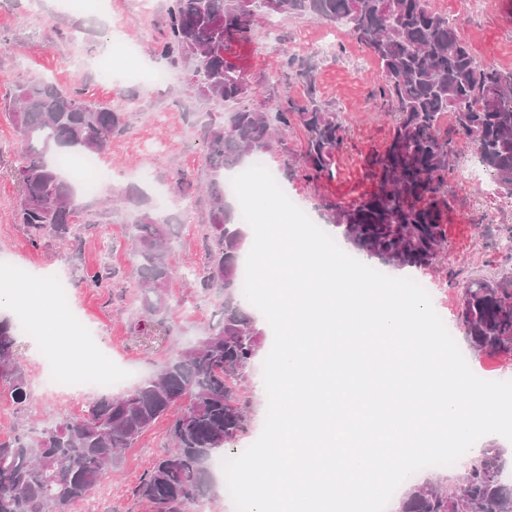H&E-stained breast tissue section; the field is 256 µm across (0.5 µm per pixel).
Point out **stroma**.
Returning <instances> with one entry per match:
<instances>
[{
    "label": "stroma",
    "mask_w": 512,
    "mask_h": 512,
    "mask_svg": "<svg viewBox=\"0 0 512 512\" xmlns=\"http://www.w3.org/2000/svg\"><path fill=\"white\" fill-rule=\"evenodd\" d=\"M432 6L456 20L476 59L486 65L512 67V0H482L471 13L466 0H431ZM165 12L137 10L135 0H106L83 8L66 0H0V273L10 267L28 269L26 284L15 286L0 313L12 314L22 295L40 291L47 282L63 277L69 282L72 306L95 330L97 355L113 365L132 367L139 379L157 374L161 364L181 349L195 344L214 324L224 303L219 292L201 293L193 272L203 261L204 205L185 209L182 200L188 182L200 181L206 142L196 124L206 104L194 102L181 64L161 58L155 46L164 29ZM85 33L81 44L71 40L72 29ZM135 47L139 76L125 74V63L110 55L114 30ZM233 62L254 90L249 107L273 111L285 97L317 101L336 113L344 128V144L331 175L308 180L283 166L282 156L266 161L278 175L285 194L293 197L310 219L327 225L325 207L346 205L377 192L379 178L368 165L383 154L392 127L388 106L377 94L380 69L365 47L344 28L308 18L257 21L249 41L234 48ZM111 63L121 83L98 86L95 64ZM315 69V87L307 89L297 70ZM153 69L169 72L163 86L149 83ZM46 77L59 86L78 89L85 99L110 104L129 115V125L115 135L99 163L112 174L91 194L80 197L77 227L80 242L44 237L32 244L27 229L15 221L19 187L17 133L8 114L15 85L29 77ZM452 164L443 174L442 193L448 201L443 213L447 249L437 263L407 268L408 278L426 280L433 304L445 308L448 327L478 375L490 372L512 380V356H488L472 350L460 319L458 290L474 278L512 275V196L488 193L465 173L474 157L470 141L452 135ZM148 210L171 218L177 238L170 262L177 270L170 293L173 309L163 324L148 322L136 312V260L129 247L128 214ZM109 267L112 278L92 287L89 275ZM66 406L37 396L28 409L0 402V427L15 431L41 427L65 418ZM167 421L158 422L124 454L119 471L106 474L89 495L99 512H150L132 498L131 488L168 446Z\"/></svg>",
    "instance_id": "1"
}]
</instances>
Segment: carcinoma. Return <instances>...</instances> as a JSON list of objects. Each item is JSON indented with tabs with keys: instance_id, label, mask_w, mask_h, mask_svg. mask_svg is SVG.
Listing matches in <instances>:
<instances>
[{
	"instance_id": "carcinoma-1",
	"label": "carcinoma",
	"mask_w": 512,
	"mask_h": 512,
	"mask_svg": "<svg viewBox=\"0 0 512 512\" xmlns=\"http://www.w3.org/2000/svg\"><path fill=\"white\" fill-rule=\"evenodd\" d=\"M309 17L344 26L377 58L380 95L393 112L383 154L371 159L380 172L378 192L346 206L329 204L330 223L359 252L397 267H427L445 241L442 173L450 162L443 115L474 146L496 190L512 195V69L479 63L457 23L433 10L430 0H168L165 29L156 52L192 69L194 96L222 104L251 94L241 68L219 47L246 41L257 18ZM18 143L21 203L18 223L33 245L45 235L74 238L79 207L75 186L58 160L78 152L103 155L112 136L127 127V113L86 100L43 78L20 82L11 112ZM206 133L204 191L209 207L207 248L196 287L226 294L221 320L199 342L166 362L154 377L127 393H104L85 413L43 428L15 432L0 441V512H70L73 503L121 467L122 450L159 420L169 418L170 447L140 478L133 493L153 512H184L213 484L215 451L245 431L250 400L238 391L256 356L262 329L242 308L239 285L242 228L227 200L224 175L254 156L280 151L283 131L300 130L304 147L285 167L309 178L332 174L343 129L336 113L313 96L286 98L277 112L242 109L201 115ZM130 240L138 263L139 309L146 317L169 313L173 246L168 220L139 213ZM461 320L477 353L512 355V276L472 280L460 288ZM18 325L0 316V379L18 408L33 402L16 351ZM499 448L475 456L463 481L448 486L413 485L398 512H512V484L502 479Z\"/></svg>"
}]
</instances>
